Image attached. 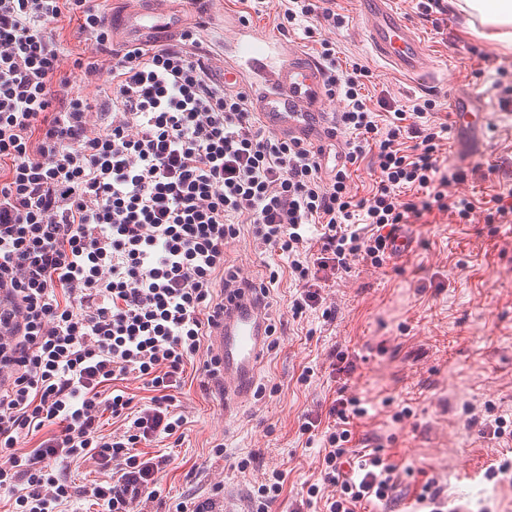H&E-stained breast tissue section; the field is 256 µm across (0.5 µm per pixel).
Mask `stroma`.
I'll return each instance as SVG.
<instances>
[{
  "label": "stroma",
  "mask_w": 512,
  "mask_h": 512,
  "mask_svg": "<svg viewBox=\"0 0 512 512\" xmlns=\"http://www.w3.org/2000/svg\"><path fill=\"white\" fill-rule=\"evenodd\" d=\"M392 8L420 36L433 88L396 73L372 50L359 15V0H333L344 27L323 29L336 44L339 62L369 65L372 98L409 106L428 96L448 123L445 166L480 167L481 176L458 185L460 194L481 198L512 193V46L480 37L472 18L456 6L422 16L415 0H390ZM180 28L198 26L211 46L216 74L238 72L240 84L254 80L229 45L225 18L248 17L255 35L284 41L315 55L302 31L277 27L280 6L251 16L241 0H171ZM467 89L483 97L487 125L478 138L451 127L448 93ZM412 247L383 268L356 265L322 290L336 317L313 310L301 320L287 312L294 290L282 279L267 296V313L283 324L276 349L265 352L258 383L277 386L260 401L225 408L219 388L187 365L176 389L188 418L181 441L139 444L140 452L168 456L160 482L159 512H173L189 497L217 496L234 512H251V492L261 473L278 468L286 479L276 512H289L319 476V439L299 431L305 415L326 412L340 388L360 397L369 413L356 439L382 448L400 476L390 505L408 512L425 483L449 505L471 512H512V470L489 477L487 469L512 460V224H460L443 213L407 228ZM355 366L344 376L333 366L336 352ZM223 453H215V445ZM253 457L254 468L237 463Z\"/></svg>",
  "instance_id": "35a3bbf8"
}]
</instances>
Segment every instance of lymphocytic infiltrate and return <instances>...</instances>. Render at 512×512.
I'll list each match as a JSON object with an SVG mask.
<instances>
[{"label":"lymphocytic infiltrate","instance_id":"lymphocytic-infiltrate-1","mask_svg":"<svg viewBox=\"0 0 512 512\" xmlns=\"http://www.w3.org/2000/svg\"><path fill=\"white\" fill-rule=\"evenodd\" d=\"M105 0H0V496L8 512H59L72 498L103 501L108 512H146L165 457L137 444L182 436L175 406L185 366L202 357L224 300L216 282L239 277L226 240L248 232L267 265L269 290L289 276L292 318L322 308L320 275L364 264L383 268L391 230L440 211L469 224H511L503 196L459 195L468 174L442 167L448 126L435 100L374 111L369 67L345 64L319 39L337 129L348 133L345 162L324 175L321 150L265 134L245 90L216 81L198 30L154 48L111 46ZM280 29L316 20L342 25L325 0H280ZM74 23L90 49L71 54L61 38ZM97 82L94 95L83 84ZM367 163L368 196L351 190ZM140 379L135 401L122 381ZM110 412L121 432L104 435ZM368 410L340 396L321 431L319 482L302 512H370L396 486L380 450L349 467L354 420ZM109 471L106 483L78 487L64 467Z\"/></svg>","mask_w":512,"mask_h":512}]
</instances>
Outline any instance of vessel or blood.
I'll return each mask as SVG.
<instances>
[{
    "label": "vessel or blood",
    "instance_id": "vessel-or-blood-1",
    "mask_svg": "<svg viewBox=\"0 0 512 512\" xmlns=\"http://www.w3.org/2000/svg\"><path fill=\"white\" fill-rule=\"evenodd\" d=\"M364 29L373 51L396 70L423 77L425 54L416 33L390 7L389 0H360ZM126 36L174 28L163 0L149 10H135L120 19ZM244 62L265 81L255 106L263 125L288 138L321 146L338 135L326 108L323 71L319 63L282 43L266 42L261 51L245 55ZM451 114L458 128L480 129L485 103L472 92L451 99ZM266 342V320L260 300L244 296L224 311L211 331L210 343L222 365L225 402L249 398Z\"/></svg>",
    "mask_w": 512,
    "mask_h": 512
}]
</instances>
